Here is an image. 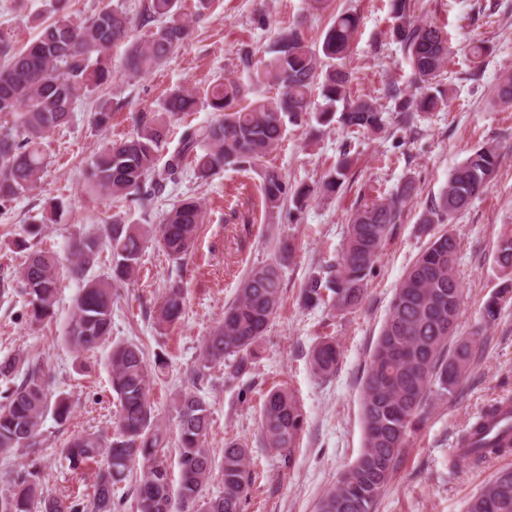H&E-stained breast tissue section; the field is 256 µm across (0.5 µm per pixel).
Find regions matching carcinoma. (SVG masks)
<instances>
[{
  "label": "carcinoma",
  "mask_w": 512,
  "mask_h": 512,
  "mask_svg": "<svg viewBox=\"0 0 512 512\" xmlns=\"http://www.w3.org/2000/svg\"><path fill=\"white\" fill-rule=\"evenodd\" d=\"M214 0H197V12L186 13L182 0H149L139 21L119 8L106 7L77 20L69 0H54L55 19L42 27L23 49L0 38V201H12L32 190L45 165L43 140L68 122L80 96L101 92L114 76L109 50L129 43L122 69L131 76L149 73L177 52L191 34L195 19ZM395 23L391 37L407 52L415 76V90L405 93L390 84L398 124L411 128L420 113L447 104L437 77L449 57L445 33L432 21L412 15L411 0H390ZM151 26L148 37L129 42L134 24ZM360 18L336 14L322 40L312 42L291 28L277 31L263 66L245 53L239 68L247 81L226 76L210 83L203 93L174 88L158 104L157 114L137 120L135 132L96 151L87 162L83 184L90 192L106 194L116 204L138 201L151 206L163 181L183 162L194 164L201 179L224 168L260 175L265 212L273 214L290 202L302 210L320 195L336 193L344 184L350 152L319 186H294L266 158L279 143L286 124L302 126L304 117L320 127L339 123L354 133H377L385 116L371 98H352L349 73L343 68ZM277 88L269 99L249 98L255 85ZM322 104L311 108L312 98ZM204 106L216 113L209 123L183 130L163 169L161 152L169 144L171 127ZM498 144L474 150L448 174V182L421 216L419 232L429 236L426 249L396 287L387 317L377 337L363 381L361 409L364 448L322 495L315 512H376L378 498L398 468L411 432L426 418L432 402L454 396L470 372L484 334L504 306L512 302V287L495 291L482 310V326L469 336L456 330L463 288L456 276L459 243L437 225L466 210L483 194L500 163ZM413 182L405 181L390 194L356 208L334 269L314 276L301 291L305 305L323 306L330 315L359 309L369 280L386 242L394 235L402 209L411 199ZM201 200L188 197L167 211L162 223L130 224L119 214L103 231H84L68 244L71 273L81 279L103 252L110 256L109 272L85 282L74 300L64 341L80 355L98 348L112 333L115 287L132 278L145 248L154 244L180 261L191 251L202 223ZM278 258L250 269L236 298L224 307V317L199 347L188 374L191 390L175 404L178 429L179 480L172 484L166 465V431L155 422L150 400L152 367L143 347L132 342L113 346L110 384L117 402V421L111 434L74 435L62 455L73 470L95 468L92 492L58 497L44 492L37 465L19 470L0 492V512H118L115 486L125 481L130 466H142L135 484L137 512H243L253 483L251 448L231 440L218 454L207 444L211 413L198 390L217 365L234 381L250 373L267 326L282 296L281 260L289 244L274 245ZM496 264L512 282V228H504L496 242ZM59 256L53 250H32L19 271V293L25 297L30 323L51 319L59 294ZM184 312L181 288L173 286L157 309V324L172 326ZM341 346L334 336H320L309 352L313 373L336 372ZM0 455L33 450L42 444L40 424L47 413L59 424L72 413L63 394L51 398L52 382L43 365L21 354L0 360ZM261 432L266 446L291 456L305 423L296 395L285 387L267 392L260 407ZM458 452L473 467L512 453V396L484 407L457 440ZM218 476L222 490L206 492ZM466 512H512V468L498 471L467 503Z\"/></svg>",
  "instance_id": "cac0c4a2"
}]
</instances>
